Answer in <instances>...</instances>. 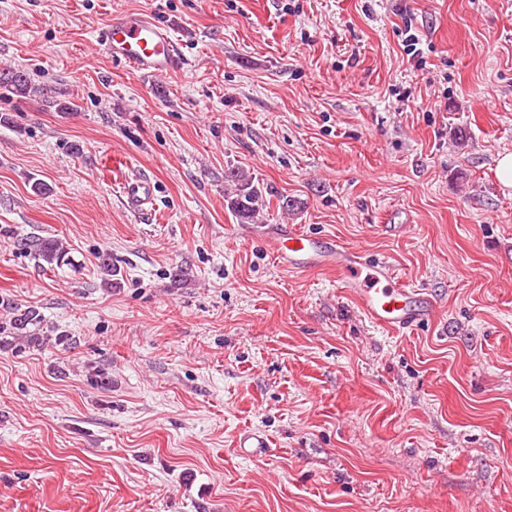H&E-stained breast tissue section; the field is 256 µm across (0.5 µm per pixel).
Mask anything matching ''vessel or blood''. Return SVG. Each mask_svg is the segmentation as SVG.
<instances>
[{
    "instance_id": "1",
    "label": "vessel or blood",
    "mask_w": 512,
    "mask_h": 512,
    "mask_svg": "<svg viewBox=\"0 0 512 512\" xmlns=\"http://www.w3.org/2000/svg\"><path fill=\"white\" fill-rule=\"evenodd\" d=\"M97 44L106 56L142 76L171 73L182 64L175 35L141 13L112 15L99 32ZM120 189L122 201L132 213L147 214L157 205L158 189L150 177H126ZM271 238L280 267L292 272L335 271L342 288L353 293L364 314L376 325L402 332L432 319L436 313L434 301L398 278L388 260L366 262L360 251L285 224L277 225ZM237 446L248 457L270 451L265 436L253 431L242 433Z\"/></svg>"
}]
</instances>
